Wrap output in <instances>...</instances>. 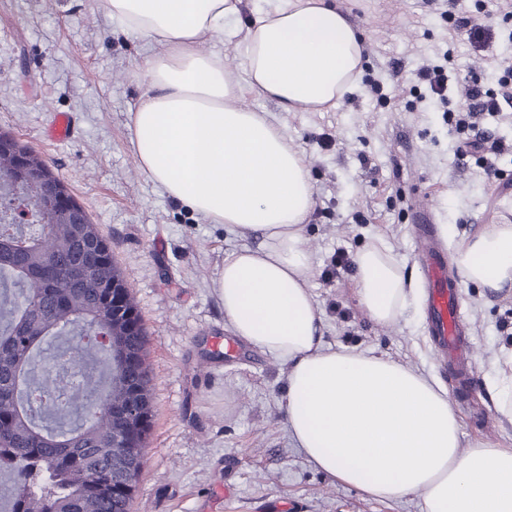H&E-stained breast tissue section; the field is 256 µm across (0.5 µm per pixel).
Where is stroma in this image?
<instances>
[{
  "label": "stroma",
  "mask_w": 512,
  "mask_h": 512,
  "mask_svg": "<svg viewBox=\"0 0 512 512\" xmlns=\"http://www.w3.org/2000/svg\"><path fill=\"white\" fill-rule=\"evenodd\" d=\"M337 5L365 30L363 72L383 82L386 101L359 83L327 112H286L258 95L248 104L275 119L309 165L315 205L305 248L325 345L434 375L421 294L409 297L395 322L377 323L355 296L354 259L382 241L419 282L413 222L422 204L450 247L483 225L512 224V152L492 156L498 177L489 180L481 159L456 156L458 136L442 106L411 108L414 71L445 42H453L457 60L451 107H463L467 80L492 87L497 75L443 19L448 0ZM462 8L496 31L498 55L512 56V19H503L497 0H464ZM152 53L103 0H0V131L40 152L99 224L146 328L154 417L132 512H203L221 484L231 495L215 512H255L262 504H285L289 512H423L418 496L377 501L308 462L288 433L281 361L255 349L234 360L213 352L212 337L231 333L217 276L226 255L256 240L200 218L139 169L130 113L143 90L138 68ZM60 112L75 127L62 143L47 136ZM325 137L333 144L323 151L317 143ZM338 251L349 263L325 277ZM460 314L475 384L465 391L455 376L442 379L462 419L460 443L512 445V422L498 412L492 389L496 362L512 349V297L489 303L464 282Z\"/></svg>",
  "instance_id": "obj_1"
}]
</instances>
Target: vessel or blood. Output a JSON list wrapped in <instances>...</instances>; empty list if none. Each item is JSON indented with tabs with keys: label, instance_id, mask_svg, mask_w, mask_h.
<instances>
[{
	"label": "vessel or blood",
	"instance_id": "b4317fda",
	"mask_svg": "<svg viewBox=\"0 0 512 512\" xmlns=\"http://www.w3.org/2000/svg\"><path fill=\"white\" fill-rule=\"evenodd\" d=\"M416 227L418 259L427 288L430 334L439 362L466 384H473L470 346L457 304L458 274L451 268L448 251L438 243L426 214H418Z\"/></svg>",
	"mask_w": 512,
	"mask_h": 512
}]
</instances>
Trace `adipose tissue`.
Instances as JSON below:
<instances>
[{"label": "adipose tissue", "mask_w": 512, "mask_h": 512, "mask_svg": "<svg viewBox=\"0 0 512 512\" xmlns=\"http://www.w3.org/2000/svg\"><path fill=\"white\" fill-rule=\"evenodd\" d=\"M241 0H105L155 53L131 114L138 166L199 217L262 238L227 255L217 278L235 336L288 366L285 411L313 466L368 498L420 496L424 512H512V448L460 447L461 422L433 375L322 341L303 230L314 206L305 157L248 94L284 111L324 112L362 72L364 37L334 0H277L235 46L237 74L204 38L234 37ZM463 279L487 301L512 296V225L456 242ZM356 294L376 322L401 314L413 284L381 242L356 256Z\"/></svg>", "instance_id": "obj_1"}]
</instances>
